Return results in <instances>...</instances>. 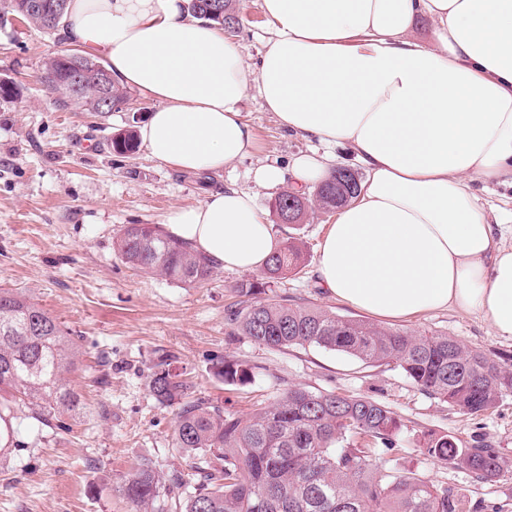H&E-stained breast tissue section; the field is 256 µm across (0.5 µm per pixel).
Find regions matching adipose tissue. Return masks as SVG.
Returning a JSON list of instances; mask_svg holds the SVG:
<instances>
[{"label": "adipose tissue", "mask_w": 512, "mask_h": 512, "mask_svg": "<svg viewBox=\"0 0 512 512\" xmlns=\"http://www.w3.org/2000/svg\"><path fill=\"white\" fill-rule=\"evenodd\" d=\"M259 2L270 30L253 65L186 0H70L61 34L156 101L141 140L173 169L252 155L240 110L251 95L324 146L286 170L259 166V184L311 191L346 148L365 178L317 259L336 299L384 318L474 311L512 339V248L470 190L512 189V0ZM423 19L428 46L412 34ZM163 230L227 270H259L279 244L254 195L233 187L173 210Z\"/></svg>", "instance_id": "1"}]
</instances>
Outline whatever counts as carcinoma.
<instances>
[{
    "mask_svg": "<svg viewBox=\"0 0 512 512\" xmlns=\"http://www.w3.org/2000/svg\"><path fill=\"white\" fill-rule=\"evenodd\" d=\"M191 12L217 23L236 37L241 19L233 0H189ZM28 23L54 35L61 20L45 14ZM64 58L45 65L43 81L60 91L70 77ZM112 150L138 148L132 129L115 136ZM343 168L325 180L317 201L327 210L349 198ZM280 219L301 223L308 203L289 191L274 203ZM134 269L194 286L210 279L214 263L188 244L162 233L156 224H129L114 242ZM302 247L287 241L269 258L261 280L238 285L244 301L230 311L236 330L274 348L319 347L368 364H394L421 391L465 414L492 409L512 393V368L442 334L413 335L320 308L277 301H250L300 267ZM79 345L64 334L57 318L33 298L0 289V461L15 448L18 413L46 425L56 415L84 414L81 395L68 375L79 370ZM213 374L226 385H244L252 367L222 359ZM156 399L176 411V447L195 459L192 473L175 478L184 488L170 506L160 501L161 481L141 463L118 484L133 512H465L459 493L436 488L412 470L394 472L380 464L390 437L404 424L385 405L361 397L292 387L274 402L242 420L224 407L194 396L182 375L157 367L149 378ZM367 441L361 448L350 439ZM425 455L444 465L471 471L479 480L504 472L498 453L484 444L469 448L444 434L423 439Z\"/></svg>",
    "mask_w": 512,
    "mask_h": 512,
    "instance_id": "carcinoma-1",
    "label": "carcinoma"
}]
</instances>
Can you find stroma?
<instances>
[{
  "label": "stroma",
  "instance_id": "stroma-1",
  "mask_svg": "<svg viewBox=\"0 0 512 512\" xmlns=\"http://www.w3.org/2000/svg\"><path fill=\"white\" fill-rule=\"evenodd\" d=\"M241 16L233 43L252 64L266 35L257 0H249ZM67 48L33 25L0 24V77L20 90L18 97L0 99V288L32 297L78 340L81 364L72 380L86 404L80 418L59 416L48 427L17 420V447L0 462V512H131L113 486L141 460L162 477V496H178L173 478L190 473L192 459L175 444L174 408L159 403L148 387L161 362L187 373L196 396L243 419L294 386L382 402L404 423L382 456L386 468L417 471L430 484L465 495L471 512H512V395L488 411L463 414L419 390L395 366L320 348L256 344L227 319L248 272L219 267L204 285L187 287L135 271L115 250L126 225L164 224L170 212L200 204L210 191L237 187L254 194L279 239L297 238L305 250L304 264L267 289L265 299L364 318V311L330 296L314 277L335 212L314 205L303 223H280L276 190L253 178L257 166L287 165L311 141L286 133L273 113L250 99L243 112L256 149L224 170L183 173L142 149L116 154L108 147L112 136L129 127L134 111L153 112L156 103L131 90L122 111L99 114L62 104L41 74L47 59ZM388 325L442 333L512 365V339L495 335L476 313L438 310ZM224 358L249 364L251 383L218 380L212 367ZM427 434L495 448L504 474L482 481L438 463L420 448ZM102 475L107 484L90 494L89 484Z\"/></svg>",
  "mask_w": 512,
  "mask_h": 512
}]
</instances>
